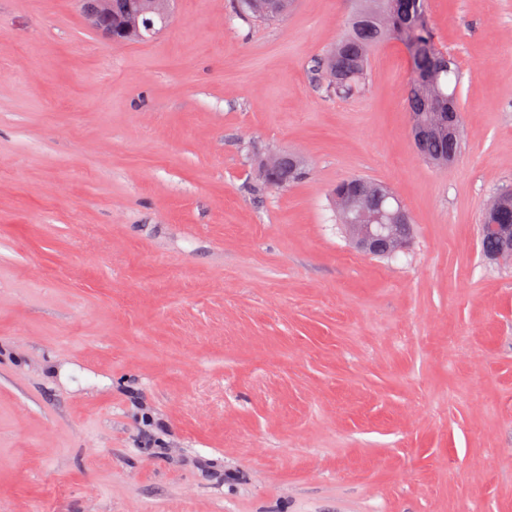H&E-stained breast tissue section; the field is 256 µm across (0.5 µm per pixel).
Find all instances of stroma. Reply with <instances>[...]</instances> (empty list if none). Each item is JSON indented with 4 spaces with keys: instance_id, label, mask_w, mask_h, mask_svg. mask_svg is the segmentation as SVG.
<instances>
[{
    "instance_id": "35a3bbf8",
    "label": "stroma",
    "mask_w": 512,
    "mask_h": 512,
    "mask_svg": "<svg viewBox=\"0 0 512 512\" xmlns=\"http://www.w3.org/2000/svg\"><path fill=\"white\" fill-rule=\"evenodd\" d=\"M355 0L252 23L175 0L113 43L78 0H0V512H512V0H426L462 72L448 168L409 56L318 76ZM309 174L255 195L256 152ZM388 184L415 234L359 252L328 194ZM180 446L144 447L136 399ZM505 194H507V201L500 208L495 218V222L497 224L487 223L486 211L481 217L483 224V233L487 236H483L479 229V244L482 254L487 259H494L492 255L499 249V246L502 242V249L497 254V257L500 258L504 254L507 255V258L512 259V190L506 189ZM496 237V238H491ZM501 242H500V240Z\"/></svg>"
}]
</instances>
